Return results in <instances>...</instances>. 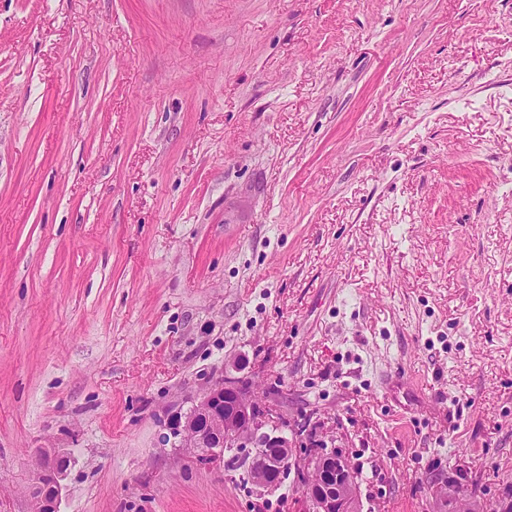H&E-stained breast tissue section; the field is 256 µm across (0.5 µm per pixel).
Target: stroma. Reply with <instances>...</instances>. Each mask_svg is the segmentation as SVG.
I'll return each mask as SVG.
<instances>
[{
  "label": "stroma",
  "instance_id": "obj_1",
  "mask_svg": "<svg viewBox=\"0 0 512 512\" xmlns=\"http://www.w3.org/2000/svg\"><path fill=\"white\" fill-rule=\"evenodd\" d=\"M223 378L512 504V0H0V512H305L166 442ZM68 457L44 452L32 470L31 512H59L60 481L68 469Z\"/></svg>",
  "mask_w": 512,
  "mask_h": 512
}]
</instances>
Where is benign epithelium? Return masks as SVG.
<instances>
[{
	"mask_svg": "<svg viewBox=\"0 0 512 512\" xmlns=\"http://www.w3.org/2000/svg\"><path fill=\"white\" fill-rule=\"evenodd\" d=\"M173 447L205 449L201 460L224 458V453L245 461L253 483L274 490L283 482L293 453L288 432L295 425L274 415L249 387L221 379L191 399L188 409L173 410L165 423ZM68 457L43 453L32 470L31 512H59L61 480ZM301 470L303 492L310 512H358V482L348 460L323 444L314 448Z\"/></svg>",
	"mask_w": 512,
	"mask_h": 512,
	"instance_id": "7a95c632",
	"label": "benign epithelium"
}]
</instances>
